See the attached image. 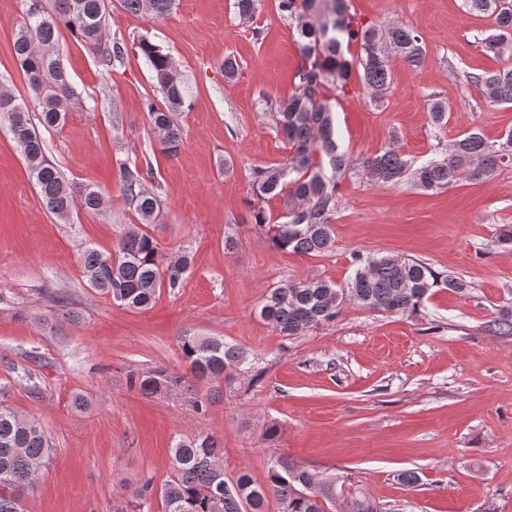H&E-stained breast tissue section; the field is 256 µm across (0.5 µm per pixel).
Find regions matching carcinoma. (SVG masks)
Masks as SVG:
<instances>
[{"instance_id": "1", "label": "carcinoma", "mask_w": 512, "mask_h": 512, "mask_svg": "<svg viewBox=\"0 0 512 512\" xmlns=\"http://www.w3.org/2000/svg\"><path fill=\"white\" fill-rule=\"evenodd\" d=\"M23 23L15 32L13 52L26 74L41 108L39 124H33L28 105L9 94H0V119L9 125L32 180L48 209L59 217L69 215L75 203L98 212L104 194L96 186L68 183L46 156L45 141L37 126L57 128L75 105V93L62 64L59 30L72 31L81 44L110 72L123 63L124 41L107 40V0H22ZM174 0H122L123 7L150 19L169 12ZM352 0H280L281 11L292 21L299 44L297 83L288 96L268 113L270 123L288 147L279 163L257 170L252 182L259 199L281 197L283 221L271 223L264 208L250 211L252 224L265 239L284 253L324 255L333 250L331 218L336 211L342 180L360 168L379 185L411 181L426 190L445 188L464 178L480 180L512 164V132L497 141L470 132L448 146L442 159L414 167L394 147L357 162L342 146L336 126V97L346 92L353 73L371 98H383L391 85L392 59L419 68L427 56L418 31L401 25L358 24L351 13ZM472 12L489 11L496 33L485 39L488 48L512 51V0H465ZM357 59L346 57L351 45ZM138 49L149 63L162 104L147 98L145 110L158 134L160 153L173 158L182 138L176 113L185 109L188 91L173 58L147 39ZM490 105L512 104V68H500L469 77ZM122 193L134 207L139 224L120 233L109 253L88 248L82 255L84 277L90 287L129 309H143L167 288L183 286L191 259L163 253L146 231L156 223L161 200L145 184L152 167L141 170L124 161L117 163ZM463 293L466 282L440 276L421 260L385 255L355 256L350 280L338 286L327 280H287L270 289L259 315L281 336H299L333 322L345 302L373 312L412 315L424 307L434 288ZM187 373L197 380L219 378L230 383L249 370V355L222 336L183 335L178 340ZM181 381L167 368L157 366L128 375L129 388L154 397ZM0 387V512H22L24 495L35 487L52 458V446L44 430L20 417L6 403ZM342 498L346 512H382L367 491L336 477H318L286 456L270 462L266 481L256 482L243 470L227 479L218 457V441L203 433L179 437L171 448V472L160 491L162 512H268L275 500L278 512H326L328 504ZM133 512H151L150 483L131 503Z\"/></svg>"}]
</instances>
